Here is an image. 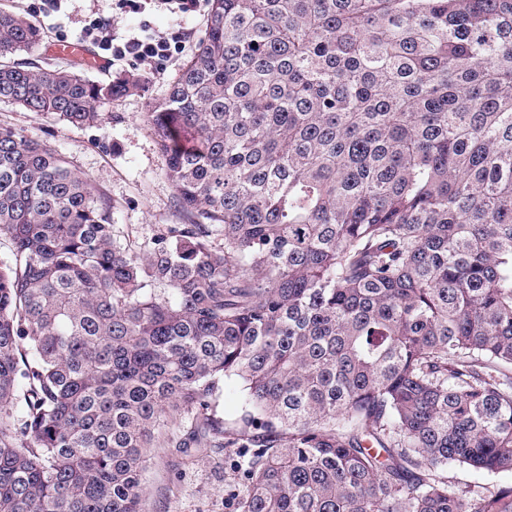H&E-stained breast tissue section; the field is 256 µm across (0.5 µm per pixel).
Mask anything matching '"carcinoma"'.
<instances>
[{
	"mask_svg": "<svg viewBox=\"0 0 512 512\" xmlns=\"http://www.w3.org/2000/svg\"><path fill=\"white\" fill-rule=\"evenodd\" d=\"M42 40L0 9V100L91 126L137 86ZM148 120L181 223L137 251L0 125V512H145L185 419L238 512H512L448 476L512 472V0H210ZM239 396L240 394L237 391H232L224 395V382L221 381L219 383V389L216 392L215 399L216 416L224 418V426L226 429L230 430V432H235L233 429L235 428V420L238 416L240 405Z\"/></svg>",
	"mask_w": 512,
	"mask_h": 512,
	"instance_id": "obj_1",
	"label": "carcinoma"
}]
</instances>
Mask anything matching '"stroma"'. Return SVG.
I'll use <instances>...</instances> for the list:
<instances>
[{
	"instance_id": "35a3bbf8",
	"label": "stroma",
	"mask_w": 512,
	"mask_h": 512,
	"mask_svg": "<svg viewBox=\"0 0 512 512\" xmlns=\"http://www.w3.org/2000/svg\"><path fill=\"white\" fill-rule=\"evenodd\" d=\"M210 5L202 0L198 10L180 17L161 9L151 17L154 31L179 25L188 32L185 44L166 68L124 63L100 70L38 50L52 67H67L92 81L130 78L137 86L112 104L100 107L93 126H75L57 117L30 112L19 105L0 102V125L46 143L63 154L72 168L85 174L97 193L115 206L113 222L123 244L137 249L152 235L155 225L175 224L179 215L174 191L167 180L166 159L160 152L147 114L155 100L166 94L183 62L203 37ZM112 20L124 33L139 20L120 13L115 0H64L58 14L43 18L45 45L77 38L86 20ZM242 459L228 448H202L191 455L172 448H155L143 476L147 512H237L243 490Z\"/></svg>"
}]
</instances>
